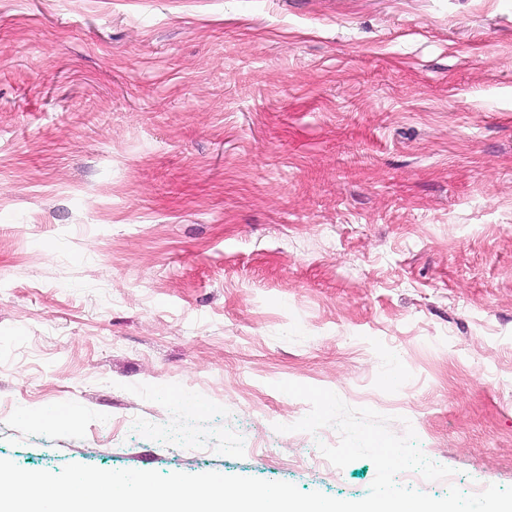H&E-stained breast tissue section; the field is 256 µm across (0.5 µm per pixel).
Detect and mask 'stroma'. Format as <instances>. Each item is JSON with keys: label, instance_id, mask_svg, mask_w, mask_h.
<instances>
[{"label": "stroma", "instance_id": "35a3bbf8", "mask_svg": "<svg viewBox=\"0 0 512 512\" xmlns=\"http://www.w3.org/2000/svg\"><path fill=\"white\" fill-rule=\"evenodd\" d=\"M279 381L512 486V0H0V459L363 499Z\"/></svg>", "mask_w": 512, "mask_h": 512}]
</instances>
